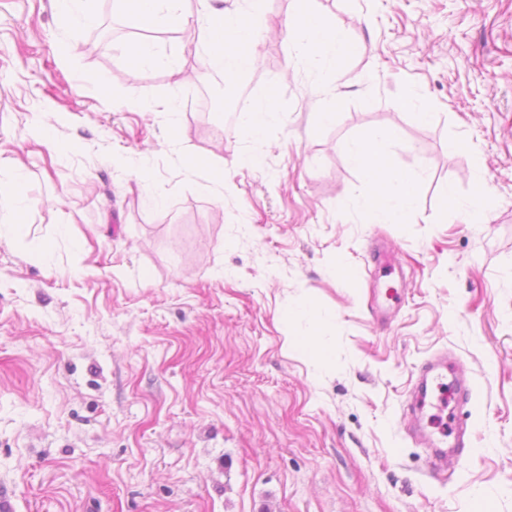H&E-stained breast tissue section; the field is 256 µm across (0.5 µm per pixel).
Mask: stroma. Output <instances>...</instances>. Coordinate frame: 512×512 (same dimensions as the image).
<instances>
[{
	"label": "stroma",
	"mask_w": 512,
	"mask_h": 512,
	"mask_svg": "<svg viewBox=\"0 0 512 512\" xmlns=\"http://www.w3.org/2000/svg\"><path fill=\"white\" fill-rule=\"evenodd\" d=\"M314 7L354 46L331 84L289 43L296 0H265L262 64L232 79L203 65L196 0L151 30L113 0L79 26L0 0L11 512H512V0ZM139 39L151 62L130 61ZM270 95L252 136L241 109ZM387 130L406 223L368 206L347 151ZM482 180L488 214L465 219ZM443 349L475 382L451 417L480 450L448 474L406 417Z\"/></svg>",
	"instance_id": "obj_1"
}]
</instances>
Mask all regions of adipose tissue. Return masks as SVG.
Segmentation results:
<instances>
[{
	"instance_id": "ef3b65f1",
	"label": "adipose tissue",
	"mask_w": 512,
	"mask_h": 512,
	"mask_svg": "<svg viewBox=\"0 0 512 512\" xmlns=\"http://www.w3.org/2000/svg\"><path fill=\"white\" fill-rule=\"evenodd\" d=\"M131 27L152 25H179L185 22L183 0H115ZM250 0L247 14L230 12L215 6L214 0H198L196 22L207 48L206 65L221 66L228 76L234 77L251 70L258 56L253 48L260 25L259 4ZM299 56L315 71L335 72L337 64L347 55L349 45L335 25L327 23L312 11L307 0L299 6L289 20ZM376 138L358 140L349 147L354 164L362 167L375 190L368 199L373 210L382 212L395 222L409 221L413 215L412 181L394 173L389 159L379 149Z\"/></svg>"
}]
</instances>
